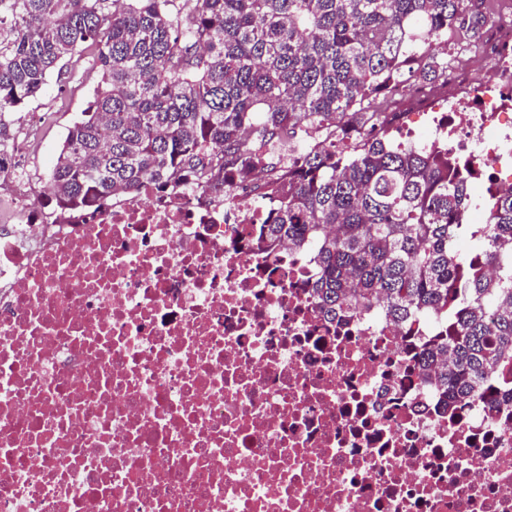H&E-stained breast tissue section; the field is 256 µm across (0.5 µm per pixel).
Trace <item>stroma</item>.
Listing matches in <instances>:
<instances>
[{
	"mask_svg": "<svg viewBox=\"0 0 512 512\" xmlns=\"http://www.w3.org/2000/svg\"><path fill=\"white\" fill-rule=\"evenodd\" d=\"M99 79L89 50L75 56L62 76L50 77L42 94L18 112L21 132L13 150L0 158V171L27 176L37 191L46 186L65 135L87 108Z\"/></svg>",
	"mask_w": 512,
	"mask_h": 512,
	"instance_id": "stroma-1",
	"label": "stroma"
}]
</instances>
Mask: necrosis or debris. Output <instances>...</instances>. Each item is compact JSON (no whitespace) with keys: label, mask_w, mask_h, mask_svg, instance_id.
<instances>
[{"label":"necrosis or debris","mask_w":512,"mask_h":512,"mask_svg":"<svg viewBox=\"0 0 512 512\" xmlns=\"http://www.w3.org/2000/svg\"><path fill=\"white\" fill-rule=\"evenodd\" d=\"M441 87L390 89L512 189V0ZM261 183L40 213L0 205V512H512V414L438 411L379 307L324 319L310 255L267 249Z\"/></svg>","instance_id":"1"}]
</instances>
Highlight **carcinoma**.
Returning a JSON list of instances; mask_svg holds the SVG:
<instances>
[{"label":"carcinoma","instance_id":"obj_1","mask_svg":"<svg viewBox=\"0 0 512 512\" xmlns=\"http://www.w3.org/2000/svg\"><path fill=\"white\" fill-rule=\"evenodd\" d=\"M489 0H0V154L15 113L83 46L101 78L49 173L48 204L88 214L109 196L207 189L256 175L276 185L259 232L313 256L323 315L368 310L440 323L418 351L454 416L473 402L512 408V191L491 223H465L471 176L441 140L395 142L376 110L393 86H435L434 43L482 45ZM301 144L288 169L274 141ZM466 234L469 261L449 247ZM502 266L496 280L483 262Z\"/></svg>","mask_w":512,"mask_h":512}]
</instances>
